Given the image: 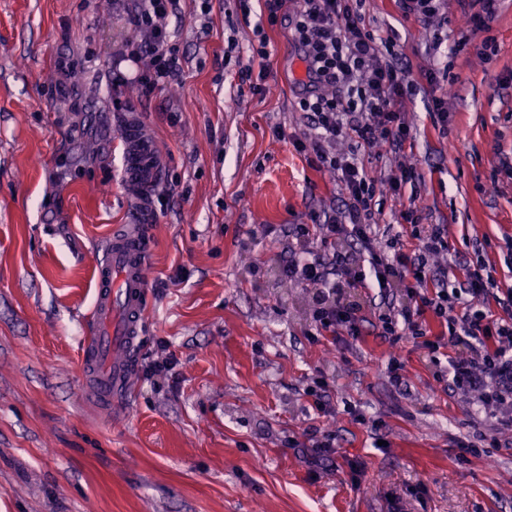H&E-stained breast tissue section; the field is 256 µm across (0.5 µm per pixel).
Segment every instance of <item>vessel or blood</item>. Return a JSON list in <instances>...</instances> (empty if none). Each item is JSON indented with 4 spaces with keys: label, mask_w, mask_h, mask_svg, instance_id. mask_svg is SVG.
<instances>
[{
    "label": "vessel or blood",
    "mask_w": 512,
    "mask_h": 512,
    "mask_svg": "<svg viewBox=\"0 0 512 512\" xmlns=\"http://www.w3.org/2000/svg\"><path fill=\"white\" fill-rule=\"evenodd\" d=\"M125 146L124 179L136 192L134 223L117 225L101 248L95 266L93 333L82 349L85 386L103 408L123 406L130 392L131 352L146 304L145 266L149 255L139 223L149 215L146 185L156 175L152 144L138 118H129L119 133Z\"/></svg>",
    "instance_id": "vessel-or-blood-1"
}]
</instances>
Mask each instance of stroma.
<instances>
[{"label":"stroma","instance_id":"obj_1","mask_svg":"<svg viewBox=\"0 0 512 512\" xmlns=\"http://www.w3.org/2000/svg\"><path fill=\"white\" fill-rule=\"evenodd\" d=\"M147 0H0V512H512V430L476 395L451 392L420 341L364 325L317 336L315 293L292 285L293 225L332 215L333 175L308 138L287 21L235 0H179L176 71L161 90H125L159 156L162 200L146 225L147 308L126 411L100 410L79 371L98 250L130 223L112 109V61ZM392 34L413 90L406 163L426 223L453 251L477 240L502 287L512 271V0L488 30L448 0V24L365 0ZM266 35L265 91L242 81ZM235 50H228V43ZM447 79L428 83L429 69ZM444 98L447 125L430 114ZM174 354L171 378H146ZM404 368L400 382L390 359ZM326 376L328 414L308 388ZM330 441L315 456L308 431ZM298 447H291L290 439ZM475 442L479 454H460Z\"/></svg>","mask_w":512,"mask_h":512}]
</instances>
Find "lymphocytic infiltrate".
Wrapping results in <instances>:
<instances>
[{
    "label": "lymphocytic infiltrate",
    "mask_w": 512,
    "mask_h": 512,
    "mask_svg": "<svg viewBox=\"0 0 512 512\" xmlns=\"http://www.w3.org/2000/svg\"><path fill=\"white\" fill-rule=\"evenodd\" d=\"M173 0H149L132 24L138 38L129 42V57L140 63L138 83L153 93L174 73L166 19ZM269 23L289 11L293 41L303 65L298 79L299 108L312 136L296 141L298 152L313 151L318 168L336 178L341 205L336 216L321 224H297L293 231L303 245L283 269L286 279L326 290L313 311L318 333L357 336L365 317L350 305L330 301L339 283L376 288L375 326L385 340L404 336L422 340L430 352L439 342L429 340L427 316L448 332L449 345L472 347V355H447L446 374L452 390L477 393L483 406L512 426V287H499L497 268L480 258L463 261L455 283L430 263L447 253L448 227L426 224L416 205L402 207L400 234L379 239L378 218L387 199H401L414 178L400 167L379 175L369 165L403 151L410 128L401 105L411 89L400 64L393 37L369 30L362 0H262ZM403 289L407 304L391 298ZM501 311L489 315L490 307Z\"/></svg>",
    "instance_id": "f902f5d3"
}]
</instances>
